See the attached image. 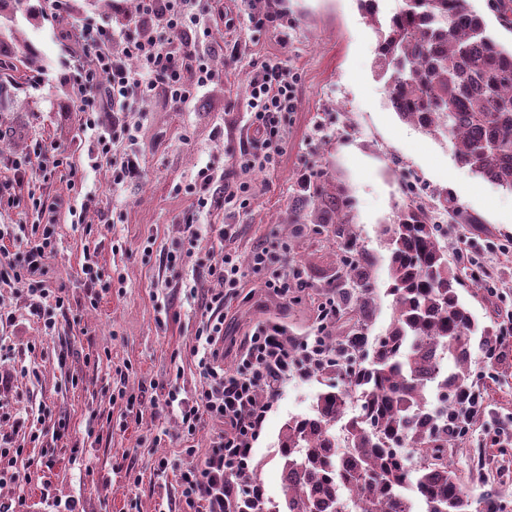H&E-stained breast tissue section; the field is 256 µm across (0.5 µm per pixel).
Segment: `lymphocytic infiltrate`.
<instances>
[{
	"instance_id": "f902f5d3",
	"label": "lymphocytic infiltrate",
	"mask_w": 512,
	"mask_h": 512,
	"mask_svg": "<svg viewBox=\"0 0 512 512\" xmlns=\"http://www.w3.org/2000/svg\"><path fill=\"white\" fill-rule=\"evenodd\" d=\"M211 19L200 0H136L133 10L115 23L93 21L76 27L83 53L74 67L71 86L85 114L84 127L91 132L87 157L95 166L111 161L113 184L139 172L135 155L117 151L138 129L132 113L145 112L158 96L176 104L188 103L219 78V70L206 62L201 43L190 37L191 32L208 29ZM298 82V74L279 59L264 61L250 71L247 122L261 135L262 143L259 150H243L240 169L274 168L285 117L296 107ZM105 112L114 115L107 127L101 124ZM190 194L191 210L182 232L195 238L200 233V216L209 213L215 201L243 207L251 191L246 182L215 175L206 167L200 169ZM2 199L11 206L25 203L36 219L21 258L0 252V282L26 284L31 300H50L56 308H65L63 290L50 287L42 277L54 252L60 202L32 194L23 198L0 187ZM207 273L214 288L203 294L197 284L189 286L201 310L193 353L205 382L192 402L183 403L181 429L184 436H194L203 421L210 419L221 422L223 430L203 468H189L180 475L186 512H224V477L246 468L253 441L271 408L270 402L258 398L259 389L274 390L292 370L293 356H301L310 367L325 357L320 340L298 343L272 326L249 336L239 369L225 372L217 363L224 345V307L236 295L241 269L228 250L208 265Z\"/></svg>"
}]
</instances>
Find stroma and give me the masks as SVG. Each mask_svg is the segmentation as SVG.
Returning <instances> with one entry per match:
<instances>
[{"instance_id":"35a3bbf8","label":"stroma","mask_w":512,"mask_h":512,"mask_svg":"<svg viewBox=\"0 0 512 512\" xmlns=\"http://www.w3.org/2000/svg\"><path fill=\"white\" fill-rule=\"evenodd\" d=\"M134 0H70L60 16L46 13L44 0H27L14 14L15 41L0 50V182L13 178L15 158L42 150L66 157V166L43 177L32 169L36 193L67 201L92 194L86 224L72 223L60 210L56 249L47 265L52 287H64L70 308H33L23 288H0V310L10 322L0 336L13 349L0 363V399L9 416L1 433H12L16 419L65 424L63 438H45L37 448L28 440L29 458L47 456L50 466L18 459L13 481L0 484V496H21L24 512H54L50 499H74L81 512H182L178 472L203 467L221 423L205 421L194 436L181 434L178 402L192 398L202 377L191 349L199 313L179 283L198 279L213 285L201 260L220 247L211 225L239 227L234 243L242 276L237 296L224 310V368L234 371L246 339L261 327L280 326L295 340H311L321 323L315 297L336 277L339 249L313 208H302L301 182L312 178L325 196L347 202L350 229L371 273L374 305L368 335H385L393 320L388 293L390 252L385 228L410 197L406 180L417 176L420 199L430 203L445 188L472 218L448 223V256L466 271L486 274L485 287L464 279L458 289L478 322L491 332L512 329V193L459 167L450 141L436 140L402 122L391 109L383 81L374 72L376 36L357 0H288L287 16L267 25L254 17L270 13L269 0H221L222 18L210 25L203 43L208 58L222 65L236 57L223 79L179 106L155 98L140 118L133 141L123 151L137 156L141 173L112 184L109 165L90 168L84 144V115L68 81L80 55L71 33L91 17L111 20ZM33 51L45 72L41 84L21 63ZM279 57L298 73V105L288 113L285 142L270 171H253L249 206L230 214L213 211L198 238H187L181 223L191 198L186 187L200 169L239 176L238 156L250 146L247 76L253 67ZM107 214L108 223L98 221ZM99 244L95 288L84 285L83 246ZM289 246L308 285L282 297L266 288L267 271L249 264L259 246ZM185 253L180 272L166 264L168 252ZM55 323L43 328L45 320ZM473 385L480 408L451 462L469 491L496 490L505 512H512V353L487 359L474 352ZM319 375L289 374L253 445L260 462L264 495L281 500L283 483L278 437L289 418L309 413L325 388ZM136 399L141 415L127 414ZM194 445L195 455L185 453Z\"/></svg>"}]
</instances>
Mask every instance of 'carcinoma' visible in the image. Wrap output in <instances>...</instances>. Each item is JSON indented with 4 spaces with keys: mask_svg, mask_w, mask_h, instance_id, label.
I'll use <instances>...</instances> for the list:
<instances>
[{
    "mask_svg": "<svg viewBox=\"0 0 512 512\" xmlns=\"http://www.w3.org/2000/svg\"><path fill=\"white\" fill-rule=\"evenodd\" d=\"M381 0H359L377 38L375 72L398 117L437 140H448L457 165L512 192V48L491 35L467 0H403L385 16ZM341 198L321 203L320 220L335 226L352 258L336 283V317L354 312L349 331L331 337L330 361L314 368L344 377L317 397L310 416L285 424L279 438L284 499L275 503L245 487L259 468L235 473L224 512H413L411 487L424 512H501L491 492L474 498L448 462V446L469 424L475 394L474 348L490 354L497 337L459 300L464 267L448 260L443 231L426 209L406 205L387 229L393 321L367 336L373 288L350 238ZM357 288L354 294L347 286ZM358 394L363 414L345 418ZM343 423L347 448L335 444ZM341 486L352 501L336 497Z\"/></svg>",
    "mask_w": 512,
    "mask_h": 512,
    "instance_id": "carcinoma-1",
    "label": "carcinoma"
}]
</instances>
